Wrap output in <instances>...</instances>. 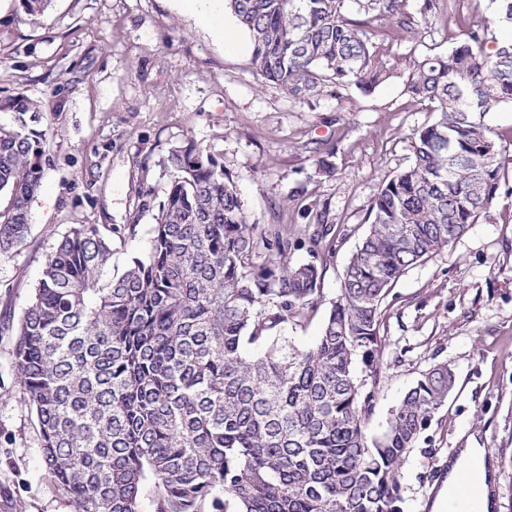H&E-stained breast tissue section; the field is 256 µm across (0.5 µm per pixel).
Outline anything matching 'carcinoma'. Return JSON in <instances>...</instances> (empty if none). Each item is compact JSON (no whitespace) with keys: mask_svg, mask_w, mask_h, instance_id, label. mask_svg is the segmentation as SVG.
Instances as JSON below:
<instances>
[{"mask_svg":"<svg viewBox=\"0 0 512 512\" xmlns=\"http://www.w3.org/2000/svg\"><path fill=\"white\" fill-rule=\"evenodd\" d=\"M23 15L51 0H18ZM252 41L257 76L302 99L393 76L380 38L416 42L433 0H226ZM406 92L431 123L412 133L414 162L371 200L370 227L347 264L314 346L288 327L321 301V273L291 267L288 233L251 224L234 182L194 142L169 151L166 195L147 252L112 266V227L75 224L46 258L13 332L19 384L35 412L47 472L75 512H401L399 463L455 385L438 363L369 437L381 373V306L408 268L446 249L487 212L505 135L484 123L512 104V38L470 31L415 61ZM4 106L30 121L37 104ZM0 126V258L30 224L45 149ZM304 216L331 229L327 209Z\"/></svg>","mask_w":512,"mask_h":512,"instance_id":"cac0c4a2","label":"carcinoma"}]
</instances>
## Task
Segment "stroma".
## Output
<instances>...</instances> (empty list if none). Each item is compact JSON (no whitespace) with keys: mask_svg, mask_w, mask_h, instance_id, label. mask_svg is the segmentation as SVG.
<instances>
[{"mask_svg":"<svg viewBox=\"0 0 512 512\" xmlns=\"http://www.w3.org/2000/svg\"><path fill=\"white\" fill-rule=\"evenodd\" d=\"M489 0H436L422 45L392 44L394 75L370 93L326 88L297 99L262 81L251 50L223 34L230 10L197 16L184 0H52L40 16L0 0V97L36 102L44 140L42 187L30 231L0 259V512H74L50 479L34 412L14 370L18 322L46 257L75 224L113 228L115 265L145 253L163 199V162L194 142L219 158L251 223L287 231L288 262H315L322 301L293 343L310 347L368 231L370 200L413 159L410 135L433 119L404 92L415 59L448 52L463 31L489 27ZM326 203L334 232L310 252L309 201ZM138 217L135 237L123 226ZM382 366L367 433L379 435L421 374L448 363L455 386L399 465L403 512H432L448 459L480 448L496 468L495 512H512V178L483 219L442 252L409 268L382 312Z\"/></svg>","mask_w":512,"mask_h":512,"instance_id":"obj_1","label":"stroma"}]
</instances>
